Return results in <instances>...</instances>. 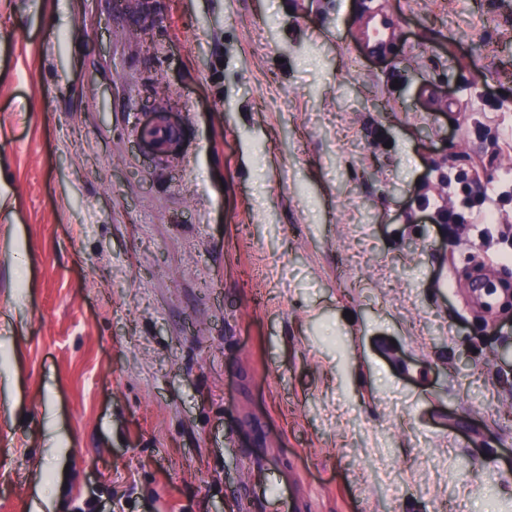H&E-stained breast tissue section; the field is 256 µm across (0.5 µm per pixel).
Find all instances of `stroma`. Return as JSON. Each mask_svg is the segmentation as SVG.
Returning a JSON list of instances; mask_svg holds the SVG:
<instances>
[{
  "mask_svg": "<svg viewBox=\"0 0 512 512\" xmlns=\"http://www.w3.org/2000/svg\"><path fill=\"white\" fill-rule=\"evenodd\" d=\"M510 252L512 0H0V512H512Z\"/></svg>",
  "mask_w": 512,
  "mask_h": 512,
  "instance_id": "obj_1",
  "label": "stroma"
}]
</instances>
